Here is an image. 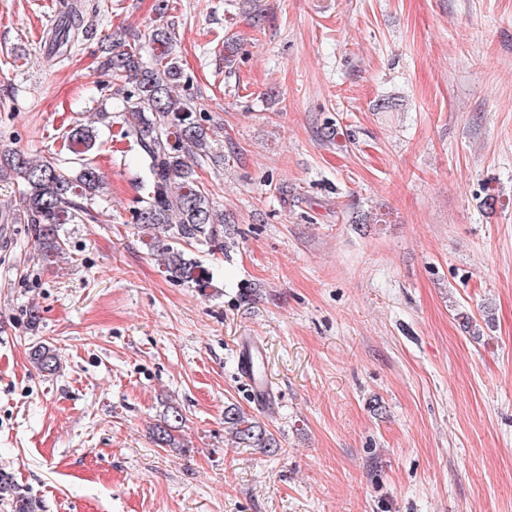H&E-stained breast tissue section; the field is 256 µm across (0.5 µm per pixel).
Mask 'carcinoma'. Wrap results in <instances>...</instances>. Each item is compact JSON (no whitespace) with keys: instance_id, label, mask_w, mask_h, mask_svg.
<instances>
[{"instance_id":"cac0c4a2","label":"carcinoma","mask_w":512,"mask_h":512,"mask_svg":"<svg viewBox=\"0 0 512 512\" xmlns=\"http://www.w3.org/2000/svg\"><path fill=\"white\" fill-rule=\"evenodd\" d=\"M77 27L76 15L67 11L52 28L50 54L63 55ZM174 33L157 30L151 35V60H144L137 43L127 44L122 53L105 60L103 66L111 80L99 85L102 107L116 94L121 97L117 112L124 121V136L137 147L147 171L145 193L135 220L150 239V246L162 256L168 276L188 285L201 287L206 270L187 250V245L202 240L227 250L234 245L231 233L219 235L223 214L212 206L208 189L198 169L214 158L212 132L198 119L197 103L189 94L177 93L182 69L174 57ZM93 131L75 125L65 133L68 150L75 155L76 174L64 173L58 159L26 158L6 155L3 166L15 172L25 187L22 212L10 221L29 224L45 256H57L64 248L58 240L60 224H84L94 219L89 202L100 188V173L86 159L93 148ZM33 362L44 371L59 366L55 350L38 345L32 351ZM184 420L180 409L169 406L163 422L152 430L153 443L159 448H174L173 431ZM224 429L244 448L264 453L280 448L277 438L258 419L235 404L224 407ZM0 496L15 502V512H36L31 499L21 494L12 476L0 471Z\"/></svg>"}]
</instances>
